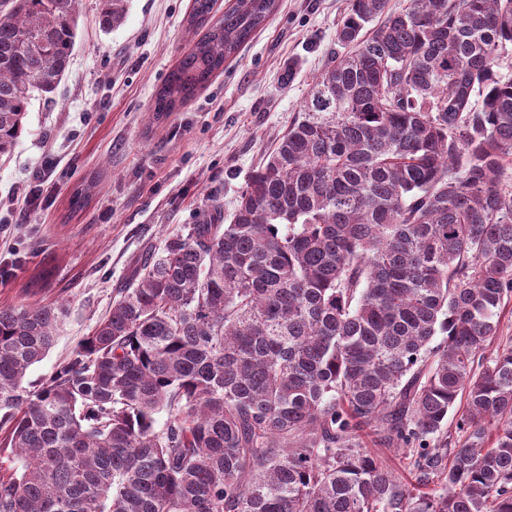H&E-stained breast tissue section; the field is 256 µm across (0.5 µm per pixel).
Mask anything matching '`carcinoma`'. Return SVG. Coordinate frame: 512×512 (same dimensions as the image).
<instances>
[{"label":"carcinoma","mask_w":512,"mask_h":512,"mask_svg":"<svg viewBox=\"0 0 512 512\" xmlns=\"http://www.w3.org/2000/svg\"><path fill=\"white\" fill-rule=\"evenodd\" d=\"M99 2L102 28L123 24L128 0ZM386 5L348 0L343 52L230 222L215 205L136 264L46 381L24 384L62 304L0 307V454L22 458L0 512H512V348L475 365L512 295V0ZM78 7L0 0V158L61 81ZM275 9L193 0L205 33L155 116ZM370 426L438 489L403 484Z\"/></svg>","instance_id":"carcinoma-1"}]
</instances>
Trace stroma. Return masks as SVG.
Segmentation results:
<instances>
[{"mask_svg": "<svg viewBox=\"0 0 512 512\" xmlns=\"http://www.w3.org/2000/svg\"><path fill=\"white\" fill-rule=\"evenodd\" d=\"M347 0H278L265 27L177 112L156 118L157 90L200 39L192 0H130L104 31L97 0H80L69 66L48 96L34 95L10 155L0 158V306L59 301L57 342L27 373L48 378L110 311L135 264L216 204L231 217L247 177L300 112L336 46ZM57 165L43 208L8 217L45 161ZM84 207L71 205L87 178Z\"/></svg>", "mask_w": 512, "mask_h": 512, "instance_id": "1", "label": "stroma"}]
</instances>
